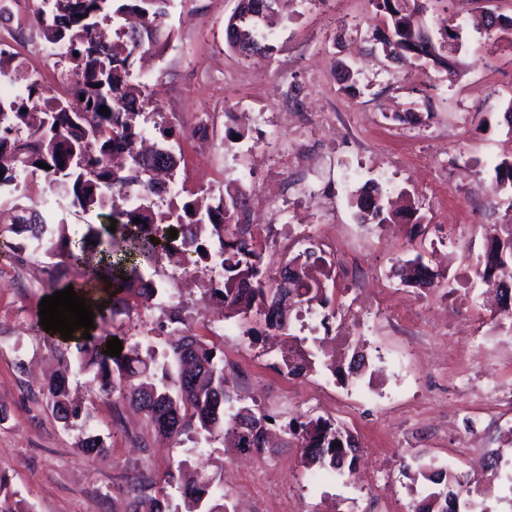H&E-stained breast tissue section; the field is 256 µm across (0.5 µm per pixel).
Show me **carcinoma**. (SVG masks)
Returning <instances> with one entry per match:
<instances>
[{"label": "carcinoma", "mask_w": 512, "mask_h": 512, "mask_svg": "<svg viewBox=\"0 0 512 512\" xmlns=\"http://www.w3.org/2000/svg\"><path fill=\"white\" fill-rule=\"evenodd\" d=\"M43 2L31 25L46 42L64 45L71 89L64 98L52 95L0 47V81L23 86V92L12 98L0 97V193L11 192L19 173L40 172L52 194L84 212H99L105 223L72 237L64 219L54 212L25 205L19 208L18 223L0 225V244L16 259L29 244L63 255L65 265L81 270V281H67L66 287L91 288L107 277L114 315L128 307L130 296L147 301L158 293L144 272L159 258L165 256L183 267L220 259L223 287L213 289V294L224 305V320L250 338L262 332L285 337L281 372L301 377L314 370L316 354L306 346L307 338L288 332L283 298L288 294L301 306L328 308L325 288L307 277V267L322 260L315 248L287 261L299 273L290 287L283 288L262 268V241L237 226L245 199L238 185H225L224 196L203 212L189 201L165 212L154 201L160 189L153 171L164 166L169 177H175L173 142L179 136L174 127L156 119L159 112L142 87L130 82V71L135 56L158 41L170 0ZM279 2L239 0L226 21L227 46L241 55L272 50L260 23L274 15ZM372 5L387 31L382 39L386 56L396 61L422 56L447 65L434 43L418 48L422 0H372ZM102 106L107 107L104 114L99 113ZM143 116L153 118L161 140L151 160L134 150ZM39 162L49 169L38 167ZM351 204L363 224L399 221L375 188L357 190ZM112 218L113 232L108 230ZM172 227L178 230L175 239L169 238ZM486 242L487 256L505 250L508 261L494 267L485 263L478 277L512 283V233L504 237L495 233ZM399 275L412 286L429 284L432 277L420 254L403 261ZM169 320L177 328L163 352L138 342L123 347L120 357H111L93 335L76 342L79 368L94 373L101 393L116 395L144 412L162 435L220 437L241 453L265 452L267 416L234 395L223 350L191 333L181 308H173ZM259 321L265 326L262 332L254 327ZM46 392L57 418L67 427L72 425L80 411L69 398L65 378L49 380ZM287 435V442L301 449L305 467L322 475H344L336 457L342 449L355 447L347 430L317 417L290 424ZM411 480L422 485L414 512H475L460 475L425 465L413 472ZM166 483L173 486L177 478L171 473ZM153 488V480L147 478L133 490L131 512H170L167 499L150 494ZM179 490L184 512H232L219 475L190 480Z\"/></svg>", "instance_id": "obj_1"}]
</instances>
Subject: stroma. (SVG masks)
Wrapping results in <instances>:
<instances>
[{
  "label": "stroma",
  "instance_id": "1",
  "mask_svg": "<svg viewBox=\"0 0 512 512\" xmlns=\"http://www.w3.org/2000/svg\"><path fill=\"white\" fill-rule=\"evenodd\" d=\"M238 0H172L169 45L137 62L143 85L175 128L215 114L208 155L181 137L176 188L161 210L219 195L225 184L247 189V213L267 240L268 271L319 239L325 216L338 254L334 333L353 330L366 344L362 380L343 385L321 374L293 378L277 371L265 340L239 336L197 268L160 262L162 288L150 303L133 297L106 328L125 344L163 349L172 308H183L195 333L224 352L234 390L258 404L281 433L290 420L323 417L349 430L359 448L355 476L310 478L297 448L274 443L247 458L222 439H166L128 404L98 391L90 374L70 366L72 398L81 408L63 427L44 386L60 365L57 340L40 324L57 260L28 250L23 262L0 260V500L13 512H127L143 477L163 482L185 464L222 471L236 512H272L242 477L251 465L292 499V512H408L416 497L408 466L434 463L472 481L482 512H512V404L483 412L487 385L512 381V319H491L477 304L476 274L486 229L512 224V189L493 188L495 167L512 158V44L488 34L481 16L512 17V0H427L424 30L440 40L446 24L463 33L453 71L426 59L394 62L379 35L384 25L371 0H280L270 29L274 48L244 58L224 42V20ZM45 41L18 30L13 50L54 88L44 68ZM357 72L345 89L342 65ZM376 184L383 195L408 193L425 221L363 226L351 194ZM457 228L452 264L438 250ZM423 256L433 287L405 285L397 260ZM480 430L481 456L501 455L498 477L471 469L463 447ZM100 435L104 451L87 454L83 432ZM389 449L380 458L378 449Z\"/></svg>",
  "mask_w": 512,
  "mask_h": 512
}]
</instances>
